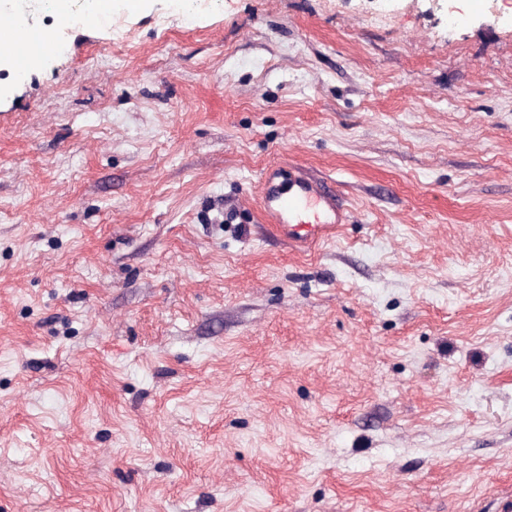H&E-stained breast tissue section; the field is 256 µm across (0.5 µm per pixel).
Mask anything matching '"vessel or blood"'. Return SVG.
<instances>
[{"label":"vessel or blood","mask_w":512,"mask_h":512,"mask_svg":"<svg viewBox=\"0 0 512 512\" xmlns=\"http://www.w3.org/2000/svg\"><path fill=\"white\" fill-rule=\"evenodd\" d=\"M55 39L36 33L11 20H0V49L8 53L16 68L27 65L33 50L53 52ZM260 206L271 234L289 244L308 249L330 240L349 218V205L331 182L307 174L283 177L279 164L262 168L259 178Z\"/></svg>","instance_id":"vessel-or-blood-1"}]
</instances>
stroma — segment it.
<instances>
[{
  "mask_svg": "<svg viewBox=\"0 0 512 512\" xmlns=\"http://www.w3.org/2000/svg\"><path fill=\"white\" fill-rule=\"evenodd\" d=\"M112 20L0 65V512H512V0ZM280 164L262 168L259 178L260 206L267 229L296 247L315 248L330 240L349 218L348 201L325 179L306 174L290 175L288 185Z\"/></svg>",
  "mask_w": 512,
  "mask_h": 512,
  "instance_id": "1",
  "label": "stroma"
}]
</instances>
